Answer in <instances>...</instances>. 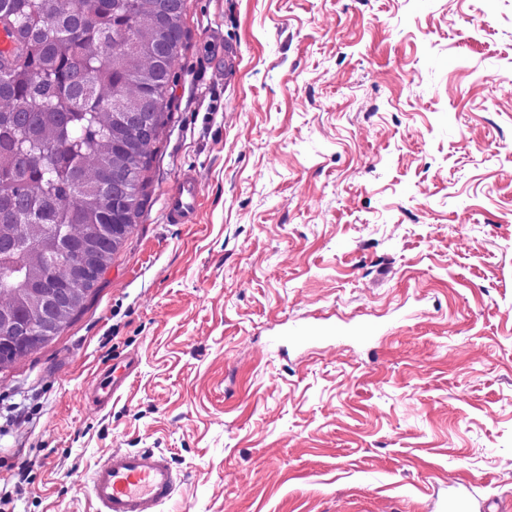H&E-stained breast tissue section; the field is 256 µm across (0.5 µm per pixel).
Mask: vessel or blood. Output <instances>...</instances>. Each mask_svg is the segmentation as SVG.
I'll return each mask as SVG.
<instances>
[{"mask_svg": "<svg viewBox=\"0 0 512 512\" xmlns=\"http://www.w3.org/2000/svg\"><path fill=\"white\" fill-rule=\"evenodd\" d=\"M201 185L196 174H182L165 199L170 223L190 224L196 219ZM333 328L296 325L292 338L298 344L329 340ZM137 367L132 356L114 360L91 386V398L106 408ZM89 493L100 512H161L174 497L176 475L169 460L152 449L112 451L90 476Z\"/></svg>", "mask_w": 512, "mask_h": 512, "instance_id": "obj_1", "label": "vessel or blood"}]
</instances>
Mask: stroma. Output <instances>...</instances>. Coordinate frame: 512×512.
Returning <instances> with one entry per match:
<instances>
[{"label":"stroma","instance_id":"35a3bbf8","mask_svg":"<svg viewBox=\"0 0 512 512\" xmlns=\"http://www.w3.org/2000/svg\"><path fill=\"white\" fill-rule=\"evenodd\" d=\"M185 26L151 203L81 318L0 365L30 409L0 512H99L90 474L136 448L179 476L163 512H441L460 483L512 512V0H186ZM200 199L201 185L198 176L191 172L182 174L165 199L169 222L192 224L198 213ZM344 328L333 329L331 327H316L306 325H294L292 327V338L297 344H308L321 339L332 340L334 334L344 332ZM137 367L132 356L116 358L112 365L91 385V398L99 409H105Z\"/></svg>","mask_w":512,"mask_h":512}]
</instances>
